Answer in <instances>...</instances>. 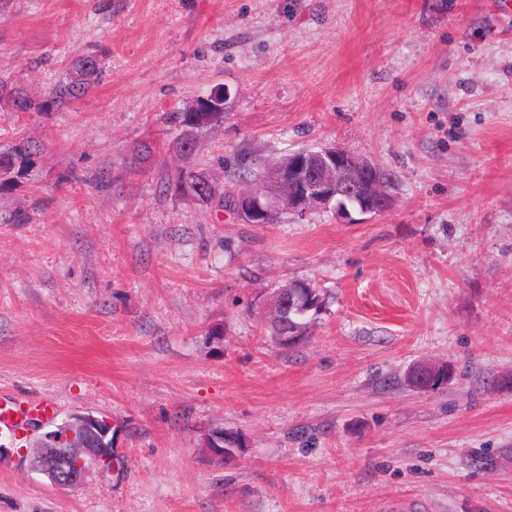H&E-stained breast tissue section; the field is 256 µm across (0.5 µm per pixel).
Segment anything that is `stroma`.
I'll return each mask as SVG.
<instances>
[{
    "mask_svg": "<svg viewBox=\"0 0 512 512\" xmlns=\"http://www.w3.org/2000/svg\"><path fill=\"white\" fill-rule=\"evenodd\" d=\"M81 58L90 89L55 97ZM0 82L28 104L0 151L32 144L0 186V397L112 426L68 489L16 452L52 420L0 434V512H512V0H0ZM217 87L225 182L336 146L394 174L389 209L246 224L160 194V114ZM295 281L325 304L286 348ZM431 361L448 383L410 387Z\"/></svg>",
    "mask_w": 512,
    "mask_h": 512,
    "instance_id": "35a3bbf8",
    "label": "stroma"
}]
</instances>
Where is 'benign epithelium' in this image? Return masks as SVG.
I'll return each mask as SVG.
<instances>
[{
	"label": "benign epithelium",
	"instance_id": "7a95c632",
	"mask_svg": "<svg viewBox=\"0 0 512 512\" xmlns=\"http://www.w3.org/2000/svg\"><path fill=\"white\" fill-rule=\"evenodd\" d=\"M348 197L356 200L362 214L382 213L392 202L387 178L375 164L344 149L323 146L295 152L274 164L260 189L235 194L233 211L246 224H272L284 211L303 220L311 212L327 210L333 201ZM317 294L308 283H293L277 294L276 314L302 304L310 311L316 308L312 301ZM449 375L446 365L423 364L409 372V382L417 390L429 391L434 382L440 383ZM111 430L105 419L72 415L41 436L38 451L30 457L31 468L56 487L79 485L92 467H106L112 448ZM209 447L227 462L234 458L237 444L227 446L224 436L216 435Z\"/></svg>",
	"mask_w": 512,
	"mask_h": 512
}]
</instances>
